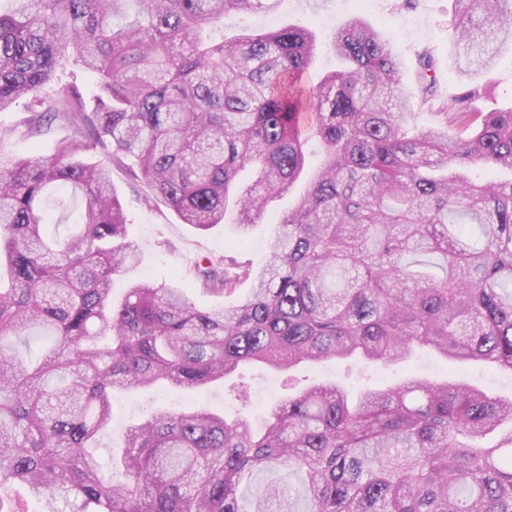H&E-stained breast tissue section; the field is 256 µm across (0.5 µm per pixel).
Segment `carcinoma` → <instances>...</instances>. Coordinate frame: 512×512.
<instances>
[{
	"label": "carcinoma",
	"mask_w": 512,
	"mask_h": 512,
	"mask_svg": "<svg viewBox=\"0 0 512 512\" xmlns=\"http://www.w3.org/2000/svg\"><path fill=\"white\" fill-rule=\"evenodd\" d=\"M0 12V112L49 83L69 51L100 88L94 106L64 83L26 133L71 132L51 156L0 161V512L24 486L64 512H512V398L409 372L351 400L334 383L246 415L152 411L124 434L123 478L90 451L112 428V394L204 390L245 363L290 370L361 357L404 364L419 348L512 372V108L481 89L434 102L430 57L402 88L385 35L336 24L342 67L308 89L317 52L302 25L221 32L232 14L281 0H12ZM452 56L470 78L512 42V0H456ZM438 124L414 129V108ZM316 138L323 159L282 215L263 264L196 263L229 297L200 309L170 285L115 280L138 258L112 183L118 168L185 224L241 235L287 194ZM110 147L98 162L79 158ZM492 173L477 184L467 170ZM70 188L82 221L44 234L47 189ZM48 341L37 360L15 348ZM285 469L244 505L243 485Z\"/></svg>",
	"instance_id": "obj_1"
}]
</instances>
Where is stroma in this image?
<instances>
[{"label":"stroma","instance_id":"obj_1","mask_svg":"<svg viewBox=\"0 0 512 512\" xmlns=\"http://www.w3.org/2000/svg\"><path fill=\"white\" fill-rule=\"evenodd\" d=\"M455 0H364L355 4L348 0L337 6L336 0H283L275 19L276 25L304 23L317 36L318 53L308 70L306 82L315 86L324 73L336 68L338 60L331 49L337 20L360 13L369 24L382 28L401 64V81L414 86L417 78L419 55L429 52L435 64V76L442 94L463 92L464 82L457 79L451 57L454 39L452 16ZM476 84L485 90L480 101L481 110H505L512 107V49L504 50L496 63L480 72ZM32 99L26 98L12 108L0 112V157H30L55 153L59 143L69 136L66 127L54 124L37 136H27ZM112 182L128 216V240L138 247L141 262L116 284L125 289L127 283L151 281L180 288L184 295L200 308L224 306L225 298L203 289L195 264L205 257H230L239 261L260 264L267 245L276 229L279 217L292 207L303 185L294 192L271 203L248 239H241L234 224L227 223L207 232H201L181 222L163 202L146 206L145 186L130 182L127 174L113 170ZM415 368L422 376L444 379L457 374L460 379L482 386L489 394L512 397V375L486 365L471 362L458 365L427 353L419 354L410 365L384 367L379 364L347 359L326 364H304L285 375L260 366H251L240 374L226 378L224 383L205 391L157 388L140 392H119L112 398V428L101 436L96 450L104 469H111L123 454L122 433L129 425L139 422L146 409L165 407L187 410L200 404L224 410L227 415L238 413L262 422L268 408L287 397L289 390H300L311 384L331 380L345 385L351 392L368 387L399 383L408 368Z\"/></svg>","mask_w":512,"mask_h":512}]
</instances>
